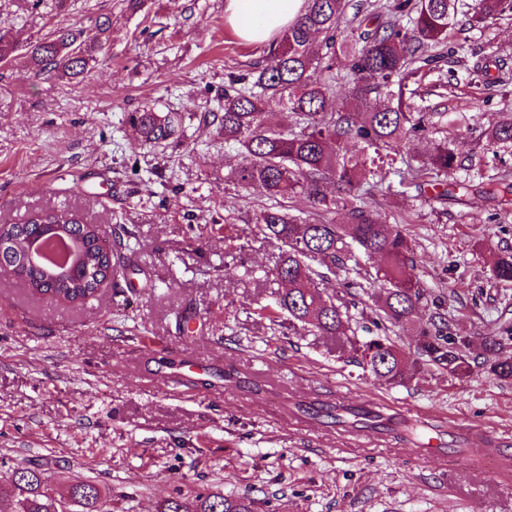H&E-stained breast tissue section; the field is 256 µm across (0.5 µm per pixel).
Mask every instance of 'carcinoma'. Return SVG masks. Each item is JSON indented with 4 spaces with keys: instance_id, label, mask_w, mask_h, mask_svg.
Instances as JSON below:
<instances>
[{
    "instance_id": "cac0c4a2",
    "label": "carcinoma",
    "mask_w": 512,
    "mask_h": 512,
    "mask_svg": "<svg viewBox=\"0 0 512 512\" xmlns=\"http://www.w3.org/2000/svg\"><path fill=\"white\" fill-rule=\"evenodd\" d=\"M348 6L349 0H306L303 14L270 45L266 64L224 84L219 124L229 155L226 180L237 187H260L265 201L253 210L250 230L281 248L269 272L279 290L272 302L259 306L258 316L271 322L285 316L294 329L336 337L363 369L388 384L406 385L430 367L463 382L473 373L469 338L451 331L442 316H429L416 333L412 352L388 336L359 340L350 337L347 312L323 284L339 278L349 290L379 284L367 312L378 327L409 324L422 308L427 293L415 273V241L399 225L383 221L369 199L385 191L400 194L385 185L386 169L393 168L407 143L431 132L433 116L443 117L412 103L417 96L410 88L412 79L435 63L425 49L448 43L458 15L483 26L512 12V0H472L462 13L460 0H387L382 11L362 22L353 16L343 36ZM111 34L112 20L102 15L87 28L55 27L23 48L0 29V63L20 56L37 75L78 82L103 54ZM341 56L348 89L340 104L334 69ZM493 69H499L495 54L486 57L480 73L489 83L508 85ZM275 112L283 115L282 121L270 122ZM128 121L135 132V152L181 141L179 112L136 110ZM482 137L487 147L512 144V111L482 131ZM460 168L462 162L444 140L433 143L426 166L409 170L415 187L430 186L435 199L444 200L465 188L448 181ZM474 192L506 202L512 183L491 180ZM298 197L306 201L307 211L296 214L290 202ZM55 215L56 223L68 226L71 244L81 240L86 248L83 258L68 265V274L51 266L26 268L6 252L0 253L1 272L8 269L24 279L36 296L69 303L96 296L100 248L112 251V278L125 275L121 241L99 243L74 215ZM19 226L29 238L46 236L44 246L56 237L38 213ZM217 232L224 235L226 256L243 259L245 246L235 225L221 224ZM491 274L497 282H512V254L492 255ZM510 341L508 328L484 337L481 367L497 381H512ZM327 416L338 425L383 426L382 414L372 409L338 404ZM0 499L12 501L15 512H62L65 502L70 512H112L106 488L81 481L61 494L45 470L34 467L15 468L11 481L0 485ZM158 512H254V500L179 491L163 499Z\"/></svg>"
}]
</instances>
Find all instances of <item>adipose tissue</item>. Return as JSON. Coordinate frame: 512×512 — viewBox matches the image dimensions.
I'll list each match as a JSON object with an SVG mask.
<instances>
[{
  "label": "adipose tissue",
  "mask_w": 512,
  "mask_h": 512,
  "mask_svg": "<svg viewBox=\"0 0 512 512\" xmlns=\"http://www.w3.org/2000/svg\"><path fill=\"white\" fill-rule=\"evenodd\" d=\"M303 7L304 0H225L224 11L241 38L263 43L292 24Z\"/></svg>",
  "instance_id": "obj_1"
}]
</instances>
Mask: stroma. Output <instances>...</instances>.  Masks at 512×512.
<instances>
[{"label":"stroma","instance_id":"obj_1","mask_svg":"<svg viewBox=\"0 0 512 512\" xmlns=\"http://www.w3.org/2000/svg\"><path fill=\"white\" fill-rule=\"evenodd\" d=\"M225 0H0V26L19 44L57 26L112 17V42L79 83L0 67V224L61 210L101 238L130 231L129 287L52 303L0 274V483L44 464L58 491L80 480L111 488L115 512H156L193 487L254 498L257 512H512V382L438 370L393 387L319 334L285 335L253 310L272 300L264 272L276 243L247 224L259 189L224 182V138L210 116L229 76L265 64L268 45L238 37ZM443 70L423 71V103L450 116L438 132L464 161L458 181L512 175V146L478 135L512 109L473 68L492 51L512 75V15L454 36ZM448 88L434 90L442 71ZM184 117L180 144L133 152L129 112ZM417 245V273L454 332L483 336L512 320V283H496L484 248L512 252V206L476 194L428 200L415 189L381 200ZM231 219L247 256H224L211 232ZM187 374L189 385L172 384ZM386 409L397 439L344 430L335 404ZM474 430L452 452L418 455L431 429Z\"/></svg>","mask_w":512,"mask_h":512}]
</instances>
